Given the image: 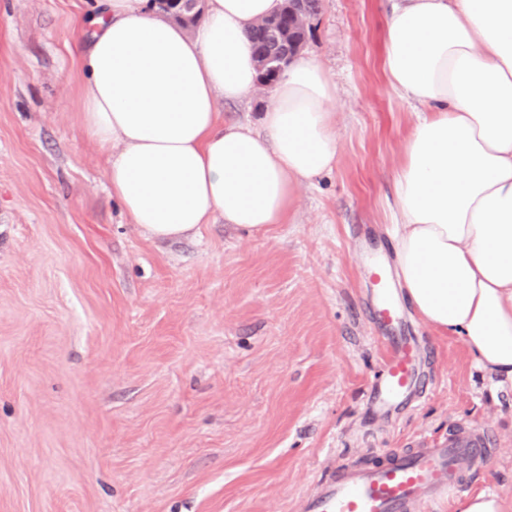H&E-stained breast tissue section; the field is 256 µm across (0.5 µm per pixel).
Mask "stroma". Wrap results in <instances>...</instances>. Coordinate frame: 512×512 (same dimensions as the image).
Wrapping results in <instances>:
<instances>
[{
  "label": "stroma",
  "mask_w": 512,
  "mask_h": 512,
  "mask_svg": "<svg viewBox=\"0 0 512 512\" xmlns=\"http://www.w3.org/2000/svg\"><path fill=\"white\" fill-rule=\"evenodd\" d=\"M95 0H0V512H300L351 462L487 425L467 491L512 512V388L406 316L431 383L384 417L367 309L395 257L393 175L416 121L382 71L389 0H321L303 48L336 83L334 168L285 223L140 234L78 119L74 19ZM260 90L220 106L253 129Z\"/></svg>",
  "instance_id": "1"
}]
</instances>
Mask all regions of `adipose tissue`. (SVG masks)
Returning <instances> with one entry per match:
<instances>
[{
    "label": "adipose tissue",
    "instance_id": "1",
    "mask_svg": "<svg viewBox=\"0 0 512 512\" xmlns=\"http://www.w3.org/2000/svg\"><path fill=\"white\" fill-rule=\"evenodd\" d=\"M281 4L208 0L191 36L148 0H99L78 19V118L147 237L219 216L249 231L285 223L296 186L333 168L336 84L314 58L284 69L259 130L220 118L219 101L256 90L248 34ZM382 67L417 110L393 181L399 283L512 385V0H395Z\"/></svg>",
    "mask_w": 512,
    "mask_h": 512
}]
</instances>
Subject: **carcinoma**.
I'll use <instances>...</instances> for the list:
<instances>
[{
  "instance_id": "cac0c4a2",
  "label": "carcinoma",
  "mask_w": 512,
  "mask_h": 512,
  "mask_svg": "<svg viewBox=\"0 0 512 512\" xmlns=\"http://www.w3.org/2000/svg\"><path fill=\"white\" fill-rule=\"evenodd\" d=\"M319 9L320 0H284L281 11L274 15V22L288 33V40L278 43L252 28L249 37L257 60H280L295 55L298 45L306 41V30L295 25V16L302 14L312 18L318 15Z\"/></svg>"
}]
</instances>
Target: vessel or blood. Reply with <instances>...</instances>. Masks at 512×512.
<instances>
[{
  "mask_svg": "<svg viewBox=\"0 0 512 512\" xmlns=\"http://www.w3.org/2000/svg\"><path fill=\"white\" fill-rule=\"evenodd\" d=\"M369 285L367 311L384 348L369 404L375 413L387 415L421 398L429 376L387 264L374 262ZM493 442L491 427L462 424L434 444L340 467L306 495L300 512H418L422 504L459 492L484 468Z\"/></svg>",
  "mask_w": 512,
  "mask_h": 512,
  "instance_id": "obj_1",
  "label": "vessel or blood"
}]
</instances>
